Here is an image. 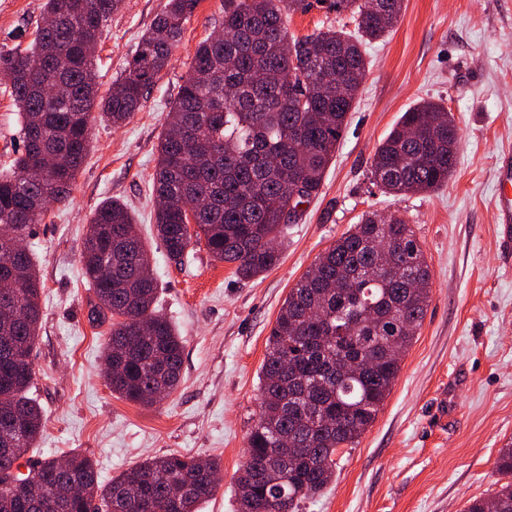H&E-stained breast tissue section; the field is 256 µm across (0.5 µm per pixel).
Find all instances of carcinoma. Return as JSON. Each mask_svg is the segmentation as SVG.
Here are the masks:
<instances>
[{
	"label": "carcinoma",
	"mask_w": 512,
	"mask_h": 512,
	"mask_svg": "<svg viewBox=\"0 0 512 512\" xmlns=\"http://www.w3.org/2000/svg\"><path fill=\"white\" fill-rule=\"evenodd\" d=\"M124 0H45L32 39L0 45V81L20 115L22 143L0 175V240L28 235L51 202L70 195L96 119L124 123L142 106L167 67L197 0H167L105 97L88 82L98 41ZM351 14L355 34L319 30L295 37L287 15L309 0H224L221 33L195 47L188 75L168 111L152 178L156 234L167 256L183 262L192 240L250 280L274 268L293 186L299 202L319 194L346 128L360 79L362 44L386 35L403 0H316ZM458 127L442 104L420 102L403 113L376 149L373 184L385 193L435 191L456 166ZM134 219L105 199L90 221L84 276L96 302L94 322H109L103 357L121 398L158 402L181 380L183 345L156 309L158 279ZM0 272L15 288L0 290V438L17 441L0 456V512H48L57 486L91 489L95 512H199L213 496L217 458L151 456L106 484L90 457H28L43 431V411L28 396L30 359L42 318L41 284L30 250H0ZM431 271L413 228L396 216L367 215L342 234L291 288L267 341L260 370V411L247 437L238 478L237 512H298L333 479L336 455L374 422L400 370L391 353L413 344L430 298ZM497 468L512 477V442ZM496 512H512V480L492 494Z\"/></svg>",
	"instance_id": "obj_1"
}]
</instances>
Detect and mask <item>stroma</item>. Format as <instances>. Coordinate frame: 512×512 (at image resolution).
<instances>
[{
  "mask_svg": "<svg viewBox=\"0 0 512 512\" xmlns=\"http://www.w3.org/2000/svg\"><path fill=\"white\" fill-rule=\"evenodd\" d=\"M43 3L0 0V44L40 20ZM165 4L125 0L113 16L96 53L101 91ZM223 20L224 0H198L142 107L122 126L94 123L68 200L25 239L43 287L30 395L44 428L32 454H86L104 483L148 456L216 457L220 481L202 512H235L260 367L285 298L363 214L396 215L424 246L429 305L374 423L339 450L333 481L299 512H465L503 483L496 463L512 441V251L499 242L493 207L496 156L512 150V0H404L392 32L364 48L368 72L319 196L289 223L278 265L249 282L202 243L184 264L170 260L149 191L169 106L196 45ZM422 100L455 118V172L431 193H384L371 179L373 154ZM110 197L131 207L159 281L158 307L183 339L181 383L150 407L113 394L102 361L108 328L89 321L95 298L82 252L95 209Z\"/></svg>",
  "mask_w": 512,
  "mask_h": 512,
  "instance_id": "35a3bbf8",
  "label": "stroma"
}]
</instances>
